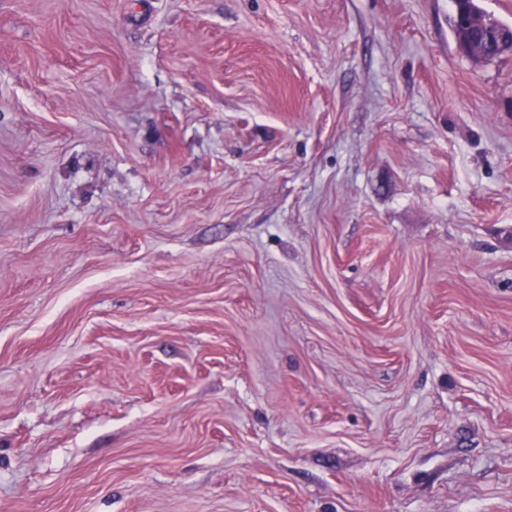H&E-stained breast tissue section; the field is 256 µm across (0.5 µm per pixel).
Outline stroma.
I'll list each match as a JSON object with an SVG mask.
<instances>
[{"mask_svg": "<svg viewBox=\"0 0 512 512\" xmlns=\"http://www.w3.org/2000/svg\"><path fill=\"white\" fill-rule=\"evenodd\" d=\"M452 0H0V512H512V53ZM454 3L456 15L463 19V31L472 30L477 35L473 40L465 38L463 46L469 51L467 56L483 60L488 47L495 42L502 45L505 41L512 47V28L509 29V34L505 35V32L499 29L498 23L487 19L475 9L476 2L473 0H456Z\"/></svg>", "mask_w": 512, "mask_h": 512, "instance_id": "35a3bbf8", "label": "stroma"}]
</instances>
